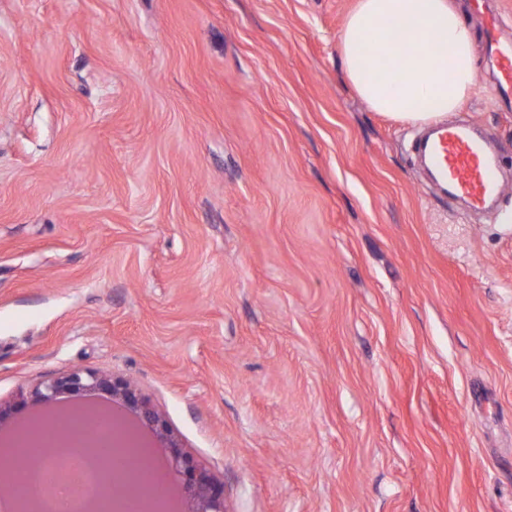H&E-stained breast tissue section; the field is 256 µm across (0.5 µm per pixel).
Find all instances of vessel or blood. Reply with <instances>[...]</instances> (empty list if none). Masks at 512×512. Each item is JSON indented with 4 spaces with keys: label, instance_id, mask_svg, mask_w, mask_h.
I'll use <instances>...</instances> for the list:
<instances>
[{
    "label": "vessel or blood",
    "instance_id": "obj_1",
    "mask_svg": "<svg viewBox=\"0 0 512 512\" xmlns=\"http://www.w3.org/2000/svg\"><path fill=\"white\" fill-rule=\"evenodd\" d=\"M431 172L449 185L451 191L471 206L480 207L498 197L504 184L482 140L464 125L431 128L424 144Z\"/></svg>",
    "mask_w": 512,
    "mask_h": 512
}]
</instances>
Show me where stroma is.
<instances>
[{
	"mask_svg": "<svg viewBox=\"0 0 512 512\" xmlns=\"http://www.w3.org/2000/svg\"><path fill=\"white\" fill-rule=\"evenodd\" d=\"M356 0H0V401L133 381L226 512H512V89L447 116L505 189L437 191L370 111Z\"/></svg>",
	"mask_w": 512,
	"mask_h": 512,
	"instance_id": "35a3bbf8",
	"label": "stroma"
}]
</instances>
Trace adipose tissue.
I'll return each mask as SVG.
<instances>
[{
    "label": "adipose tissue",
    "instance_id": "obj_1",
    "mask_svg": "<svg viewBox=\"0 0 512 512\" xmlns=\"http://www.w3.org/2000/svg\"><path fill=\"white\" fill-rule=\"evenodd\" d=\"M338 45L359 97L402 123H434L480 85L474 32L454 0H357Z\"/></svg>",
    "mask_w": 512,
    "mask_h": 512
}]
</instances>
